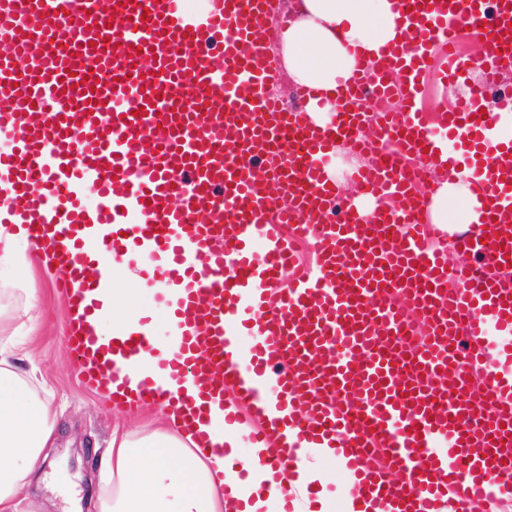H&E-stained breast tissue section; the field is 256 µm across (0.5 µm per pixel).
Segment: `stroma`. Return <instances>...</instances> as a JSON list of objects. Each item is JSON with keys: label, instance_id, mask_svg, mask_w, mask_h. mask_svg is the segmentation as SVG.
<instances>
[{"label": "stroma", "instance_id": "obj_1", "mask_svg": "<svg viewBox=\"0 0 512 512\" xmlns=\"http://www.w3.org/2000/svg\"><path fill=\"white\" fill-rule=\"evenodd\" d=\"M60 277L35 258L17 285L0 282V343L10 351L8 362L58 410L55 446L19 496L18 512H98L107 487L100 459L113 429L144 435L159 427L154 408L110 410L100 391L83 384L64 340L66 311L55 289ZM310 463L319 473L316 490L328 512H345L344 475L321 457Z\"/></svg>", "mask_w": 512, "mask_h": 512}]
</instances>
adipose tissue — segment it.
I'll return each mask as SVG.
<instances>
[{
	"label": "adipose tissue",
	"instance_id": "obj_1",
	"mask_svg": "<svg viewBox=\"0 0 512 512\" xmlns=\"http://www.w3.org/2000/svg\"><path fill=\"white\" fill-rule=\"evenodd\" d=\"M294 18L281 32L283 68L292 82L313 95L310 116L326 125L336 110V89L355 65L353 48L378 60L402 37L398 0H295ZM442 146L430 205L432 223L447 230L443 211L457 202L479 223V190L466 170L450 164ZM29 241L20 225L0 224V272L17 279L27 268ZM160 429L148 435L113 433L101 460L112 486L100 512H309L302 497L285 503L280 483L259 466L263 448H252L242 467L232 457L197 455L182 430L179 406L160 407ZM57 413L32 394L27 381L0 357V512H17L15 497L45 449L54 445Z\"/></svg>",
	"mask_w": 512,
	"mask_h": 512
}]
</instances>
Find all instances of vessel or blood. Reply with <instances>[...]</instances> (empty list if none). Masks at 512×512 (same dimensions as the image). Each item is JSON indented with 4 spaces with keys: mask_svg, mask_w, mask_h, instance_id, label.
Segmentation results:
<instances>
[{
    "mask_svg": "<svg viewBox=\"0 0 512 512\" xmlns=\"http://www.w3.org/2000/svg\"><path fill=\"white\" fill-rule=\"evenodd\" d=\"M206 2L0 0V224L66 268L57 291L83 382L120 410L178 401L189 428L220 407L225 426L250 424L246 447L271 448L261 464L277 475L333 449L357 499L383 512L495 504L512 488V282L426 245L432 194L405 159L459 148L481 221L454 248L511 268L512 99L484 113L453 47L468 19L492 76L511 71L512 0H400L402 45L357 57L325 126L266 92L275 0ZM432 42L468 84L434 127L418 106ZM369 95L401 108L369 124ZM341 140L370 158L349 175L359 196L396 207L365 215L343 198L329 171ZM275 191L287 205L272 207ZM292 236L313 237L319 263L272 303ZM124 255L168 286L174 350L148 374L152 333L95 330ZM288 432L296 444L272 448Z\"/></svg>",
    "mask_w": 512,
    "mask_h": 512,
    "instance_id": "vessel-or-blood-1",
    "label": "vessel or blood"
}]
</instances>
